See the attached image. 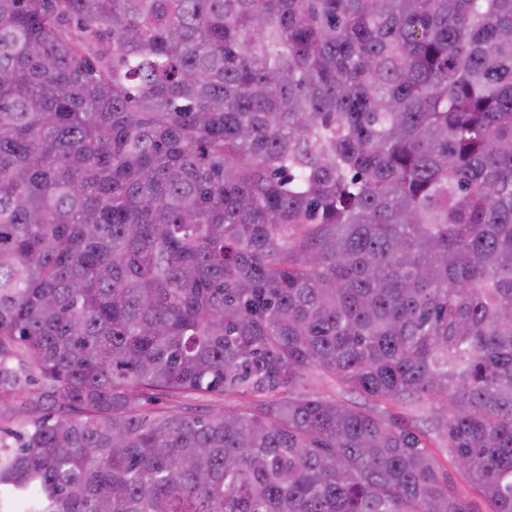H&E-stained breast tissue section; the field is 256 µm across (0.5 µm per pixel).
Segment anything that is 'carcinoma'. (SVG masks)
<instances>
[{
	"label": "carcinoma",
	"mask_w": 512,
	"mask_h": 512,
	"mask_svg": "<svg viewBox=\"0 0 512 512\" xmlns=\"http://www.w3.org/2000/svg\"><path fill=\"white\" fill-rule=\"evenodd\" d=\"M36 383L0 512H512V0H0ZM291 396L295 398L304 397L307 395L318 394L324 397H336L340 396L344 399L352 400V401H363L355 394L347 393L342 395L337 390L336 386L328 381L318 379L316 377L310 378L308 381L303 383L301 386H298L291 391ZM242 401L241 398L234 395L223 397L185 393L180 397H160L158 401L153 402L148 407L176 412L191 411L197 414H209L223 407L237 405Z\"/></svg>",
	"instance_id": "carcinoma-1"
}]
</instances>
